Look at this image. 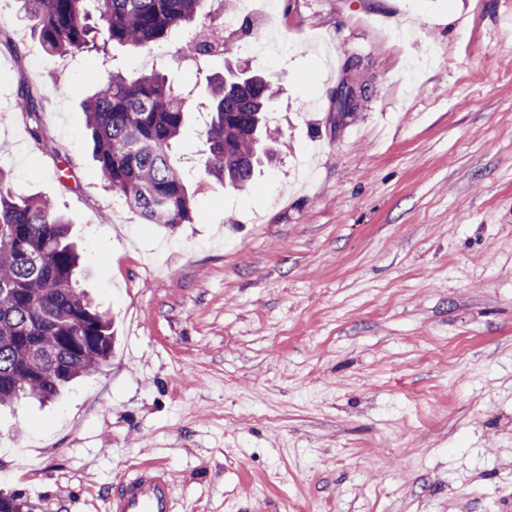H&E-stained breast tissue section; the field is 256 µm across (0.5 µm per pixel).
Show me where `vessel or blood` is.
Returning a JSON list of instances; mask_svg holds the SVG:
<instances>
[{"instance_id":"vessel-or-blood-1","label":"vessel or blood","mask_w":512,"mask_h":512,"mask_svg":"<svg viewBox=\"0 0 512 512\" xmlns=\"http://www.w3.org/2000/svg\"><path fill=\"white\" fill-rule=\"evenodd\" d=\"M106 512H174L169 472L149 462L141 463L108 497Z\"/></svg>"}]
</instances>
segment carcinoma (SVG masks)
Instances as JSON below:
<instances>
[{
  "label": "carcinoma",
  "mask_w": 512,
  "mask_h": 512,
  "mask_svg": "<svg viewBox=\"0 0 512 512\" xmlns=\"http://www.w3.org/2000/svg\"><path fill=\"white\" fill-rule=\"evenodd\" d=\"M49 55L104 51L110 45L148 54L175 27L192 22L204 0H20ZM185 58L214 55L192 35ZM279 87L257 74L227 71L210 82L209 120L202 131L205 171L239 189L270 157L267 113ZM18 109L41 140L31 96ZM93 155L105 185L147 224L192 221V203L174 160L190 94L153 70L135 78L114 72L83 102ZM69 221L43 197L14 198L0 170V407L21 399L49 401L111 355L105 316L76 287L79 256Z\"/></svg>",
  "instance_id": "carcinoma-1"
}]
</instances>
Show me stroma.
Returning a JSON list of instances; mask_svg holds the SVG:
<instances>
[{"instance_id": "stroma-1", "label": "stroma", "mask_w": 512, "mask_h": 512, "mask_svg": "<svg viewBox=\"0 0 512 512\" xmlns=\"http://www.w3.org/2000/svg\"><path fill=\"white\" fill-rule=\"evenodd\" d=\"M282 50L191 61L44 55L0 0V168L72 223L112 355L46 406L0 413V490L24 512H104L135 464L176 512H512V0H241ZM249 62L281 93L273 165L233 190L189 118L193 223H144L99 177L81 101L166 67L192 99ZM368 86L338 119L343 78ZM36 98L40 140L18 112Z\"/></svg>"}]
</instances>
